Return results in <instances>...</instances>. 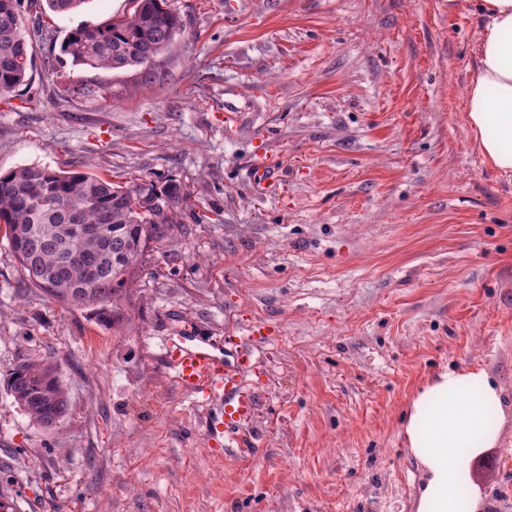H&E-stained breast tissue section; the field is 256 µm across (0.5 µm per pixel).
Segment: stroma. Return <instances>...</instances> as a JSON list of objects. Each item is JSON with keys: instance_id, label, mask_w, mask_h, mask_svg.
Masks as SVG:
<instances>
[{"instance_id": "obj_1", "label": "stroma", "mask_w": 512, "mask_h": 512, "mask_svg": "<svg viewBox=\"0 0 512 512\" xmlns=\"http://www.w3.org/2000/svg\"><path fill=\"white\" fill-rule=\"evenodd\" d=\"M169 2L184 32L147 74L59 51L130 0H25L35 54L0 96V170L187 199L115 326L26 287L0 237V494L13 512H414L402 416L437 374L481 368L506 420L466 487L512 512V175L465 117L471 0ZM263 162L279 179L257 191ZM187 322L254 393L237 443L166 365ZM43 359L68 392L53 429L6 392Z\"/></svg>"}]
</instances>
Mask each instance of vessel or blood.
<instances>
[{
	"instance_id": "obj_1",
	"label": "vessel or blood",
	"mask_w": 512,
	"mask_h": 512,
	"mask_svg": "<svg viewBox=\"0 0 512 512\" xmlns=\"http://www.w3.org/2000/svg\"><path fill=\"white\" fill-rule=\"evenodd\" d=\"M174 379L184 390L204 392L222 400L224 408L213 421L214 427L230 434L246 420L253 409V395L236 372L225 369L222 358L208 347L197 344L172 343L165 356Z\"/></svg>"
}]
</instances>
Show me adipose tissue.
I'll return each instance as SVG.
<instances>
[{"mask_svg":"<svg viewBox=\"0 0 512 512\" xmlns=\"http://www.w3.org/2000/svg\"><path fill=\"white\" fill-rule=\"evenodd\" d=\"M485 21L465 98L471 132L488 163L512 174V0H474ZM500 390L482 369L439 374L412 400L403 420L420 472L415 512H480L478 492L461 500L473 461L496 445L486 420L501 408Z\"/></svg>","mask_w":512,"mask_h":512,"instance_id":"adipose-tissue-1","label":"adipose tissue"}]
</instances>
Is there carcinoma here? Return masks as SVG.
<instances>
[{"mask_svg":"<svg viewBox=\"0 0 512 512\" xmlns=\"http://www.w3.org/2000/svg\"><path fill=\"white\" fill-rule=\"evenodd\" d=\"M87 0H47L57 14ZM23 0H0V94L29 80L33 46L21 27ZM183 31L167 0H136L133 12L100 25H81L65 35L60 50L72 62L105 70L151 65ZM185 195L168 181L114 184L92 173L56 172L37 165L0 172V225L25 281L47 298L71 307L95 305L102 318L121 324V300L148 256L161 249ZM80 224H103L106 236L74 233ZM33 248L27 259L25 247ZM7 392L30 420L49 428L67 413V391L50 361H25L7 381Z\"/></svg>","mask_w":512,"mask_h":512,"instance_id":"cac0c4a2","label":"carcinoma"}]
</instances>
